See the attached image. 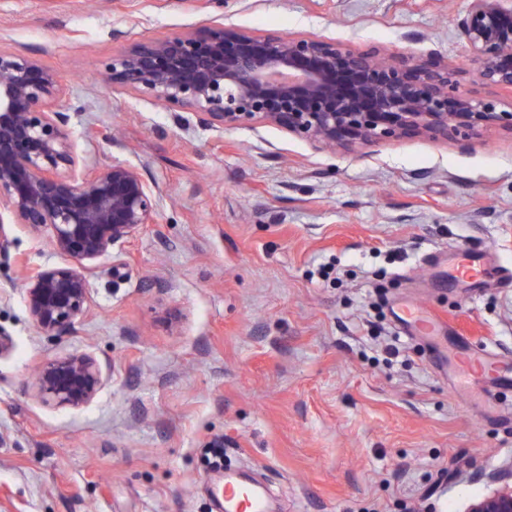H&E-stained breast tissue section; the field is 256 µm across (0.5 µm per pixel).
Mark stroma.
Here are the masks:
<instances>
[{
  "instance_id": "stroma-1",
  "label": "stroma",
  "mask_w": 512,
  "mask_h": 512,
  "mask_svg": "<svg viewBox=\"0 0 512 512\" xmlns=\"http://www.w3.org/2000/svg\"><path fill=\"white\" fill-rule=\"evenodd\" d=\"M467 0H0V48L35 54L80 104L81 164L139 168L168 194L93 265L91 311L40 334L23 269L62 264L12 227L0 260V512H222L216 440L274 512H464L512 460V390L467 407L439 364L457 337L512 363V130L329 151L274 126L184 129L105 87L129 41L220 22L466 62ZM485 284L449 279L460 248ZM419 304L451 331L405 335ZM88 352L104 383L71 409L36 398L48 358Z\"/></svg>"
}]
</instances>
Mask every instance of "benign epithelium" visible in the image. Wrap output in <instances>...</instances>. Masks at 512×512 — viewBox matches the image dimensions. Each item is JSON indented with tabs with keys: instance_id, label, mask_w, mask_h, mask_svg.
Wrapping results in <instances>:
<instances>
[{
	"instance_id": "obj_1",
	"label": "benign epithelium",
	"mask_w": 512,
	"mask_h": 512,
	"mask_svg": "<svg viewBox=\"0 0 512 512\" xmlns=\"http://www.w3.org/2000/svg\"><path fill=\"white\" fill-rule=\"evenodd\" d=\"M467 64L433 54L388 55L316 36L256 33L213 24L127 44L100 64L110 87L146 96L222 129L260 120L325 147L412 137L465 139L512 129V110L459 90L466 69L484 85L512 90V0H469L458 20ZM60 78L24 52L0 48V256L10 225L49 236L65 258L22 282L38 331L55 335L89 311L91 262L154 223L166 189L130 164L75 175ZM102 385L87 353L48 359L34 386L45 403L81 407ZM486 491L465 512H512V460L481 475Z\"/></svg>"
}]
</instances>
